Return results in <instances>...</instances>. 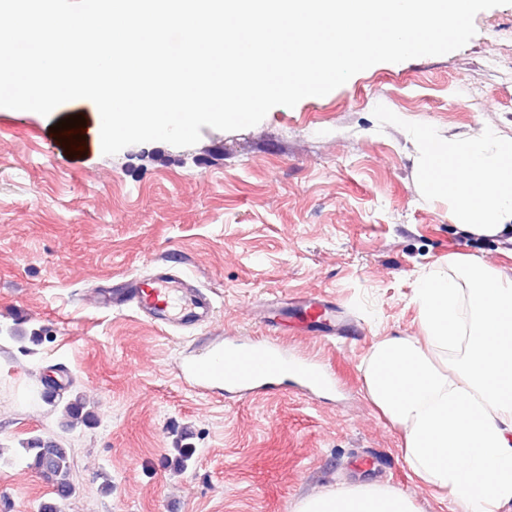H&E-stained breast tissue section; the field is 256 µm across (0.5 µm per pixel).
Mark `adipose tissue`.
Returning <instances> with one entry per match:
<instances>
[{
	"mask_svg": "<svg viewBox=\"0 0 512 512\" xmlns=\"http://www.w3.org/2000/svg\"><path fill=\"white\" fill-rule=\"evenodd\" d=\"M426 182L447 192L456 224L479 236L512 234V142L430 131L414 136ZM426 340L388 337L365 364L369 400L405 433L415 477L447 489L458 512L512 504V276L471 256L421 279L414 295ZM436 348L456 354L438 364ZM460 449L464 464L449 462ZM298 512H415L409 495L366 482L301 502Z\"/></svg>",
	"mask_w": 512,
	"mask_h": 512,
	"instance_id": "obj_1",
	"label": "adipose tissue"
}]
</instances>
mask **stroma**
Listing matches in <instances>:
<instances>
[{"mask_svg":"<svg viewBox=\"0 0 512 512\" xmlns=\"http://www.w3.org/2000/svg\"><path fill=\"white\" fill-rule=\"evenodd\" d=\"M474 24L459 50L375 64L256 126L202 127L190 147L72 152L52 127L89 113L84 100L47 117L0 108V512H39L54 497L19 457L36 435L71 450L75 491L61 512H297L361 482L405 492L417 512H453L447 492L412 475L362 363L384 338L422 339L415 288L449 257L512 274V242L454 224L413 141L423 128L512 140V5ZM163 261L210 298V323L163 331L97 304L114 278ZM310 297L335 303L353 337H321L300 305ZM273 310L288 317L281 345L321 359L334 388L307 398L288 378L228 400L180 382L186 350L211 336L268 338ZM49 375L72 383L95 423L61 428ZM179 448L194 451L182 468Z\"/></svg>","mask_w":512,"mask_h":512,"instance_id":"obj_1","label":"stroma"}]
</instances>
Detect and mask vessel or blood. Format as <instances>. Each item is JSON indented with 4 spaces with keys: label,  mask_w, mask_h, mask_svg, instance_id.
I'll return each mask as SVG.
<instances>
[{
    "label": "vessel or blood",
    "mask_w": 512,
    "mask_h": 512,
    "mask_svg": "<svg viewBox=\"0 0 512 512\" xmlns=\"http://www.w3.org/2000/svg\"><path fill=\"white\" fill-rule=\"evenodd\" d=\"M112 306L130 308L152 322L175 326L209 322L213 306L200 290L188 287L178 269L164 268L153 276H133L112 291ZM179 378L193 391L220 385L225 397L252 396L277 376L291 373L307 391L328 389L332 374L318 361L288 355L275 342L227 339L211 343L206 352L181 357Z\"/></svg>",
    "instance_id": "obj_1"
}]
</instances>
